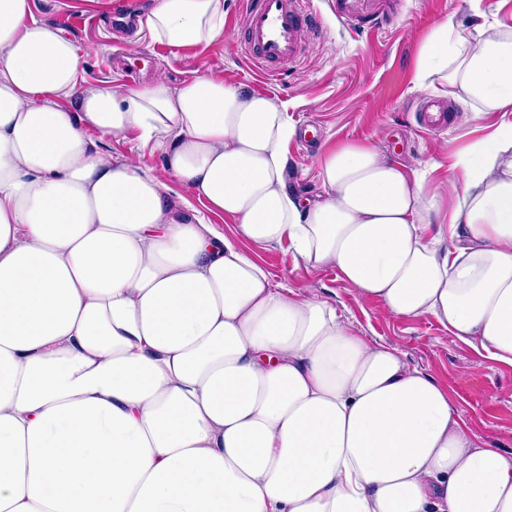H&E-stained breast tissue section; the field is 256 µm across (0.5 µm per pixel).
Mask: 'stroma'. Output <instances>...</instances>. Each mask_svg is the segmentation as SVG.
I'll return each mask as SVG.
<instances>
[{
    "label": "stroma",
    "instance_id": "1",
    "mask_svg": "<svg viewBox=\"0 0 512 512\" xmlns=\"http://www.w3.org/2000/svg\"><path fill=\"white\" fill-rule=\"evenodd\" d=\"M114 0H91L96 23L70 38L90 54L82 63L84 86H126L162 75L178 85L197 72L245 86L276 101L300 130L289 147L297 189L321 194L316 158L322 148L344 141L369 142L413 171L429 170L447 183L453 155L471 139L469 114L449 102L447 127L431 130L421 107L427 92L416 86L420 48L434 24L449 20L467 36L495 24L512 27V0H402L386 25L356 33L339 24L331 0H310L318 28L309 34L298 62L265 75L245 56L242 0H224V37L207 45L173 48L142 32L132 42H114ZM102 151L138 157L166 178L160 150L141 148L136 134L98 137ZM275 282L328 301L349 326L370 340L399 348L411 368L445 387L472 431L494 447L512 452V366L492 361L454 339L432 317L402 319L383 311L379 300L358 297L335 269L295 262L287 244H247Z\"/></svg>",
    "mask_w": 512,
    "mask_h": 512
}]
</instances>
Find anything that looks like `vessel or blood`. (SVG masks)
<instances>
[{
  "instance_id": "obj_1",
  "label": "vessel or blood",
  "mask_w": 512,
  "mask_h": 512,
  "mask_svg": "<svg viewBox=\"0 0 512 512\" xmlns=\"http://www.w3.org/2000/svg\"><path fill=\"white\" fill-rule=\"evenodd\" d=\"M308 0H243L244 46L250 60L266 72L294 64L312 29ZM335 15L349 29L380 28L385 13L380 0H333Z\"/></svg>"
}]
</instances>
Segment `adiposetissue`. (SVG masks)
I'll return each mask as SVG.
<instances>
[{"instance_id": "adipose-tissue-1", "label": "adipose tissue", "mask_w": 512, "mask_h": 512, "mask_svg": "<svg viewBox=\"0 0 512 512\" xmlns=\"http://www.w3.org/2000/svg\"><path fill=\"white\" fill-rule=\"evenodd\" d=\"M145 24L209 44L224 0H153ZM85 55L31 0H0V512H512V455L241 246L288 243L512 365V121L444 187L339 143L310 198L289 176L298 128L270 97L206 72L82 89ZM417 82L475 121L512 112V29L437 23ZM90 129L138 133L168 180Z\"/></svg>"}]
</instances>
